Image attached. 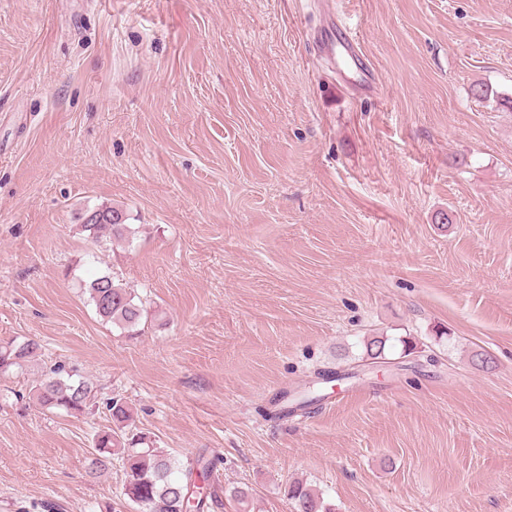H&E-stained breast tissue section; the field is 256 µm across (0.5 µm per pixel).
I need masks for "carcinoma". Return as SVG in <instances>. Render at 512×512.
<instances>
[{
    "label": "carcinoma",
    "mask_w": 512,
    "mask_h": 512,
    "mask_svg": "<svg viewBox=\"0 0 512 512\" xmlns=\"http://www.w3.org/2000/svg\"><path fill=\"white\" fill-rule=\"evenodd\" d=\"M95 211L100 214L99 219L90 221L84 215L80 224L92 241L122 239L131 233L122 209L102 205ZM85 290L100 320L120 328L129 337L140 333L145 309L134 291L116 284L109 274L93 277L86 282ZM364 349L367 357L382 359L386 339L372 337L364 342ZM38 351L39 344L31 340L14 339L0 344V373L23 367ZM96 392L92 382L73 379V374L58 364L36 380L30 394L42 410L78 418L89 413ZM105 408L112 426L96 434L89 476L97 477L117 460L125 475L121 495L137 512H203L207 495L199 490L198 482L210 477L216 461H183L154 447L146 434L129 429L131 410L121 398H107ZM287 495L294 512H331L324 499L303 482L291 484Z\"/></svg>",
    "instance_id": "cac0c4a2"
}]
</instances>
